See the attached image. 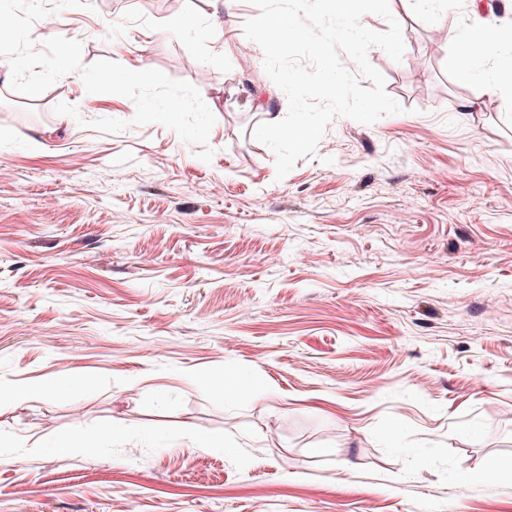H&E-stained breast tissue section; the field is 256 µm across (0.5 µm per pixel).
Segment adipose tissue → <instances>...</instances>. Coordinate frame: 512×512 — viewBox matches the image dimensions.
<instances>
[{
    "label": "adipose tissue",
    "mask_w": 512,
    "mask_h": 512,
    "mask_svg": "<svg viewBox=\"0 0 512 512\" xmlns=\"http://www.w3.org/2000/svg\"><path fill=\"white\" fill-rule=\"evenodd\" d=\"M499 38V33L484 25H472L459 42L458 57L449 58V67L459 69L461 77L467 80L483 78L488 74L484 71V65ZM488 75L496 81L511 79L512 57L496 61L493 72Z\"/></svg>",
    "instance_id": "1"
}]
</instances>
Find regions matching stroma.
Returning a JSON list of instances; mask_svg holds the SVG:
<instances>
[{"label": "stroma", "mask_w": 512, "mask_h": 512, "mask_svg": "<svg viewBox=\"0 0 512 512\" xmlns=\"http://www.w3.org/2000/svg\"><path fill=\"white\" fill-rule=\"evenodd\" d=\"M44 2L35 43L194 85L213 157L79 73L0 83V382L76 379L0 403V512H512V85L446 36L512 0H389L401 113L281 179L248 0ZM246 388L251 390H263L264 385L259 377L248 382H243L237 376L233 375H224V377L212 383L213 392L220 397H225L228 394L239 392Z\"/></svg>", "instance_id": "obj_1"}]
</instances>
